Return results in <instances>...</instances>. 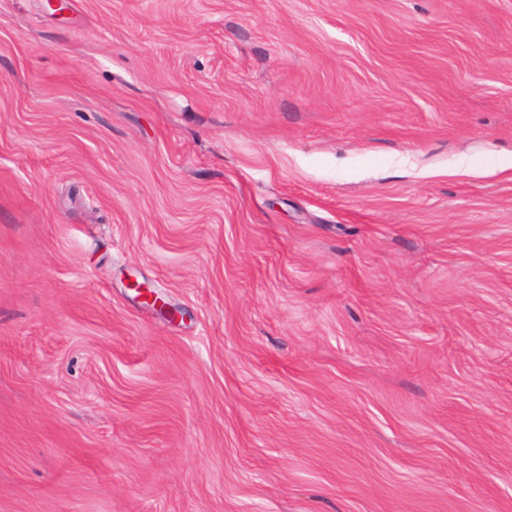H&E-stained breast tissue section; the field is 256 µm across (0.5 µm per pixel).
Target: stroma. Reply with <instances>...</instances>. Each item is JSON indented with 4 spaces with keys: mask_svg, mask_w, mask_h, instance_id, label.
I'll use <instances>...</instances> for the list:
<instances>
[{
    "mask_svg": "<svg viewBox=\"0 0 512 512\" xmlns=\"http://www.w3.org/2000/svg\"><path fill=\"white\" fill-rule=\"evenodd\" d=\"M65 4L0 0V512H512V0Z\"/></svg>",
    "mask_w": 512,
    "mask_h": 512,
    "instance_id": "stroma-1",
    "label": "stroma"
}]
</instances>
